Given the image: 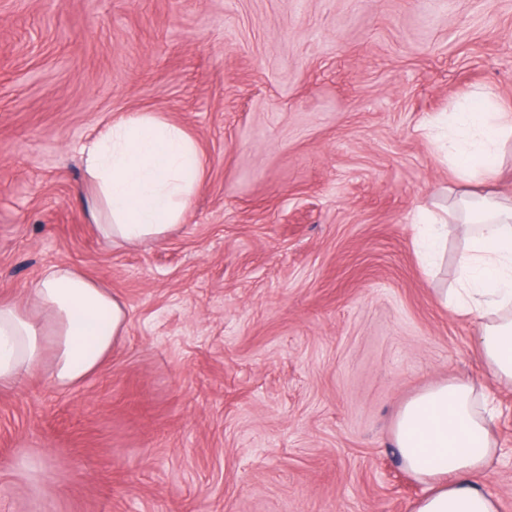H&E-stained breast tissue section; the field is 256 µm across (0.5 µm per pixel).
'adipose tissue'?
Returning <instances> with one entry per match:
<instances>
[{"label":"adipose tissue","mask_w":512,"mask_h":512,"mask_svg":"<svg viewBox=\"0 0 512 512\" xmlns=\"http://www.w3.org/2000/svg\"><path fill=\"white\" fill-rule=\"evenodd\" d=\"M475 99L476 106L442 119L459 192L434 212L426 246L434 256L449 228L462 236L459 282L442 301L481 320L485 365L512 386V200L476 191L499 170L512 141V111L490 92ZM84 163L94 188L92 220L105 239L127 243L162 239L181 223L202 170L183 130L147 113L99 132ZM29 303H0V389L47 362L58 385H76L100 369L126 332L125 308L111 290L68 267L50 268ZM393 437L404 467L425 487L413 512H498L479 482L498 447L488 399L474 385L454 379L419 393L398 413Z\"/></svg>","instance_id":"adipose-tissue-1"}]
</instances>
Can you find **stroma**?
<instances>
[{
  "mask_svg": "<svg viewBox=\"0 0 512 512\" xmlns=\"http://www.w3.org/2000/svg\"><path fill=\"white\" fill-rule=\"evenodd\" d=\"M512 106V0H0V296L51 266L127 333L76 386L0 390V512H412L392 428L455 378L498 411L483 483L512 512V388L445 307L427 135L475 90ZM150 113L203 159L181 224L110 244L80 150Z\"/></svg>",
  "mask_w": 512,
  "mask_h": 512,
  "instance_id": "35a3bbf8",
  "label": "stroma"
}]
</instances>
